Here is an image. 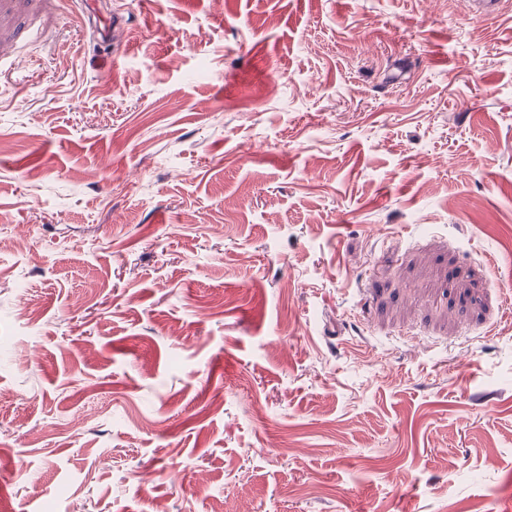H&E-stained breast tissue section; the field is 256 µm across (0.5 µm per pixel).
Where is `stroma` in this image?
<instances>
[{"label":"stroma","instance_id":"stroma-1","mask_svg":"<svg viewBox=\"0 0 512 512\" xmlns=\"http://www.w3.org/2000/svg\"><path fill=\"white\" fill-rule=\"evenodd\" d=\"M100 2L0 0V506L496 512L512 0ZM84 3V20L86 18L93 19V35L104 47L109 49L112 55V49L118 51L127 38L125 19L118 15L101 13L94 0H85Z\"/></svg>","mask_w":512,"mask_h":512}]
</instances>
